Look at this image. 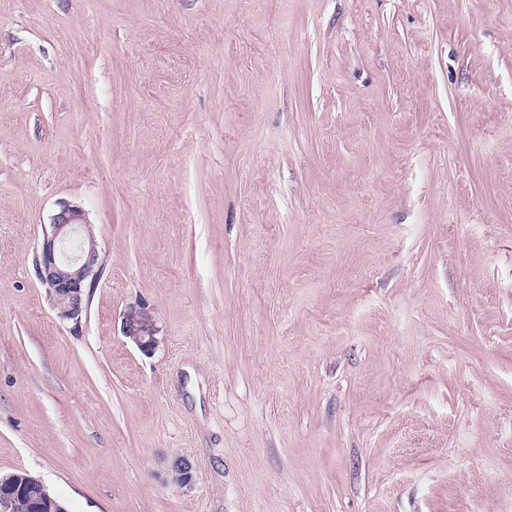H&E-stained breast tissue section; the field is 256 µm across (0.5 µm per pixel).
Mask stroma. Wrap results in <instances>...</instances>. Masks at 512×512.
Returning a JSON list of instances; mask_svg holds the SVG:
<instances>
[{
	"label": "stroma",
	"mask_w": 512,
	"mask_h": 512,
	"mask_svg": "<svg viewBox=\"0 0 512 512\" xmlns=\"http://www.w3.org/2000/svg\"><path fill=\"white\" fill-rule=\"evenodd\" d=\"M17 471L66 512H512V0H0ZM88 224L80 206L63 204L49 228L44 227L36 256L39 280L53 298L57 315L64 320L77 322L80 318L86 307V288L99 267L96 239L92 233L84 232ZM74 238H78L77 249L69 252L66 245ZM121 330L144 353L154 351L157 346L159 329L152 315L142 307H128L122 316ZM196 467L184 456L172 458L169 466V477L174 484L182 487L191 486L196 479Z\"/></svg>",
	"instance_id": "obj_1"
}]
</instances>
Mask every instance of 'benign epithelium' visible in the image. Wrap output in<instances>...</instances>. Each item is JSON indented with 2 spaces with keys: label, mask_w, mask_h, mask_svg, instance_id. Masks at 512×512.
I'll use <instances>...</instances> for the list:
<instances>
[{
  "label": "benign epithelium",
  "mask_w": 512,
  "mask_h": 512,
  "mask_svg": "<svg viewBox=\"0 0 512 512\" xmlns=\"http://www.w3.org/2000/svg\"><path fill=\"white\" fill-rule=\"evenodd\" d=\"M85 211L73 204H63L51 224L43 230V241L36 256V268L41 284L53 298L57 315L64 320H78L86 307V288L96 276L99 264L98 244L86 231ZM121 330L141 351L149 353L157 346L159 329L152 315L144 308L130 306L123 313ZM171 481L179 486H191L196 479V467L184 456L172 458L169 466ZM36 491L31 499L32 510L42 512L65 509L48 501L44 485L27 473L0 476V512H13L17 498Z\"/></svg>",
  "instance_id": "obj_1"
}]
</instances>
